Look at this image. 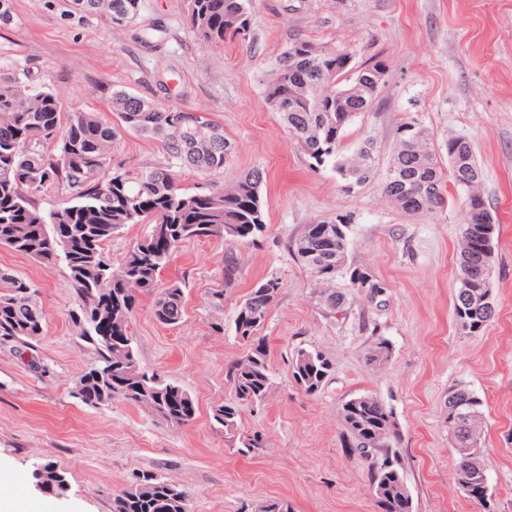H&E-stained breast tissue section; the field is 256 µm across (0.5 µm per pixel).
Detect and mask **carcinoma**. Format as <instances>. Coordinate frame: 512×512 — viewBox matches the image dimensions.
I'll return each mask as SVG.
<instances>
[{"mask_svg":"<svg viewBox=\"0 0 512 512\" xmlns=\"http://www.w3.org/2000/svg\"><path fill=\"white\" fill-rule=\"evenodd\" d=\"M79 10L99 15L114 32L135 23L141 0H82ZM191 31L207 44L220 47L250 34V0H188ZM345 48L318 47L297 40L282 52L276 71L265 85V100L289 135L299 144L314 171L329 167L350 193L365 184L376 166L375 147L367 140L357 156L341 151L344 130L371 110L385 84L387 66L379 60L362 66L366 83L351 99L338 97L350 83ZM65 87L50 89L24 82L12 69H0V247L30 256L69 272L80 305L72 314L79 335L94 346L97 361L78 379L73 397L92 407L121 400L142 407L173 427L191 423L196 414L192 397L180 385L140 367L129 332L140 298L149 297L153 314L164 325H177L185 316L182 281L161 286L160 277L176 250L190 239L219 237L239 244L255 242L266 230L261 195L262 173L249 170L232 185L205 193H189L178 172L187 167L201 174L221 172L229 165L233 144L224 128L198 112L161 108L123 89L112 91V112L121 128L161 142L167 154L163 166L133 172L112 165L114 124L94 112H72L62 120ZM424 134L413 140L407 129ZM397 144L382 189L403 196L398 207L408 215H439L448 209L450 185L466 189L467 171L454 166L453 157L465 153L481 169L469 140L450 141L447 163L438 160L429 129L410 117L397 128ZM63 189L65 199L42 209L33 197ZM485 208L465 203L461 238L472 240L469 258L458 256L461 272L472 270L471 288L482 295L491 283L496 226L481 223ZM127 224H148L149 233L114 267L105 244ZM350 219L338 215L309 224L290 241L300 264L309 269L325 291L329 312L347 304V295L334 288L348 278L352 288L364 287L367 270L344 266L330 256L346 254ZM282 288L277 276L259 281L238 306L236 336L247 353L227 370L236 404L217 406L213 420L224 433L237 430L239 407L263 401L271 385L264 326L271 305ZM36 290L26 279L0 269V339L24 346L44 333V314ZM456 321L466 333L482 330L491 317L453 302ZM331 364L321 352L300 348L293 359V376L305 392L323 385ZM462 412L448 402V433L454 445H471L462 426ZM338 416L349 438L345 447L369 461L377 502L382 512H413V502L400 465L391 455L398 425L393 409L377 397L361 395L340 405ZM58 467L46 463L34 475L47 492L62 495L65 482L55 477ZM112 512H191L186 491L156 472L134 475L131 487L112 499Z\"/></svg>","mask_w":512,"mask_h":512,"instance_id":"cac0c4a2","label":"carcinoma"}]
</instances>
